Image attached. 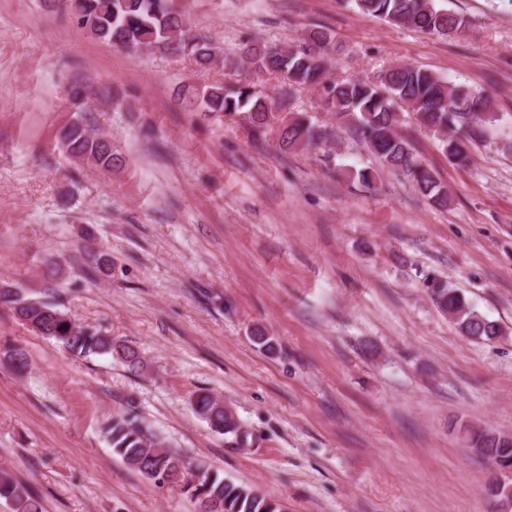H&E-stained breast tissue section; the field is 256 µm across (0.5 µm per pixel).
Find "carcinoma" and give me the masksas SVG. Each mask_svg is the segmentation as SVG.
Returning a JSON list of instances; mask_svg holds the SVG:
<instances>
[{
  "mask_svg": "<svg viewBox=\"0 0 512 512\" xmlns=\"http://www.w3.org/2000/svg\"><path fill=\"white\" fill-rule=\"evenodd\" d=\"M351 2L360 12L391 25L441 37L457 38L470 26L465 17L437 6L436 0ZM69 8L80 29L114 48L170 46L192 56L202 67L214 62L215 48L210 38L192 33L183 14L173 7V0H69ZM334 53V37L324 27L307 31L288 46L243 42L229 64H246L257 73L280 74L288 80V89L270 95L250 82L202 87L184 83L176 95L188 111L208 122L220 125L226 119L238 118L247 126L253 141L264 142L272 136L281 151L292 152L315 146L326 138L321 126L292 111L293 91L312 87L318 91L323 109L351 129L389 170L404 176L429 203L448 207V190L418 155L411 137L399 131L402 113H413L421 128L439 136L441 150L449 162L464 165L469 159V144L485 124L495 121L489 98L408 65L391 66L374 79L334 80L327 68ZM83 91L85 88L78 84L70 89L69 104L75 118L60 129L58 142L69 158L87 161L104 172L118 170L125 165V158L110 137L95 134L89 128L83 117L87 112ZM423 288L468 340L492 343L505 334L500 323L478 313L465 295L447 281L427 277ZM0 305L72 357L109 356L136 376L147 368L134 346L100 330L76 325L52 301L1 286ZM251 335L258 348L275 350L274 338L265 329L256 327ZM190 404L214 432L232 436L236 445L246 442L247 431L223 401L202 391L192 397ZM465 431L476 454L496 465H512V436L470 426ZM101 432L113 454L156 486L185 493L196 503L197 512H281L276 501L252 487L207 468L190 470L176 451L148 429L132 407L113 415ZM0 499L9 503L12 512H42L37 494L2 468Z\"/></svg>",
  "mask_w": 512,
  "mask_h": 512,
  "instance_id": "cac0c4a2",
  "label": "carcinoma"
}]
</instances>
